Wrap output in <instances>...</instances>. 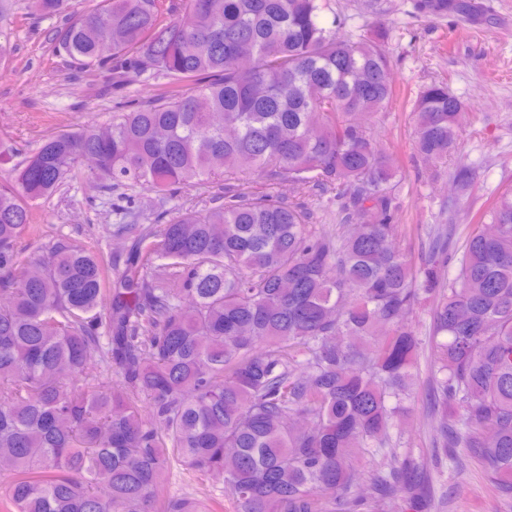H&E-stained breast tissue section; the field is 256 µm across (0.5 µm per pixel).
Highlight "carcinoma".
Returning <instances> with one entry per match:
<instances>
[{"label": "carcinoma", "instance_id": "obj_1", "mask_svg": "<svg viewBox=\"0 0 512 512\" xmlns=\"http://www.w3.org/2000/svg\"><path fill=\"white\" fill-rule=\"evenodd\" d=\"M28 4L64 18L55 51L71 66L167 87L119 102L103 131L49 136L0 182V293L12 294L0 306V467L15 512H198L157 496L173 460L222 475L234 512H359L368 504L346 492L356 450L372 445L373 502L404 489L425 512L424 477L386 449L412 391L420 342L407 317L422 300L435 405L452 421L441 447L467 449L512 499V189L446 281L444 230L417 269L394 245V163L357 123L394 97L386 30L338 35L327 0ZM465 110L443 85L419 93L422 159L448 160ZM87 155L91 179L163 197L222 176L224 203L173 217L114 283L82 245L24 256L34 203ZM246 171L335 192L355 230L320 232L275 194L249 197L231 183ZM376 336L371 356L347 342ZM114 370L128 391H112Z\"/></svg>", "mask_w": 512, "mask_h": 512}]
</instances>
